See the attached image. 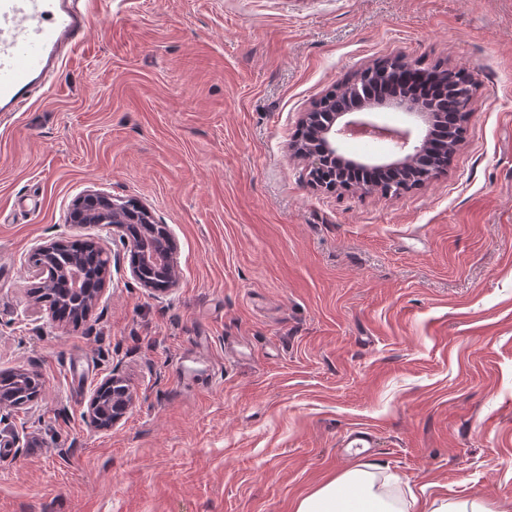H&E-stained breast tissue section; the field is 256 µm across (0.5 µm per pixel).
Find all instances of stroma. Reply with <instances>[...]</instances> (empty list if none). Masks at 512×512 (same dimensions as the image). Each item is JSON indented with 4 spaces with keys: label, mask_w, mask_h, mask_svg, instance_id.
<instances>
[{
    "label": "stroma",
    "mask_w": 512,
    "mask_h": 512,
    "mask_svg": "<svg viewBox=\"0 0 512 512\" xmlns=\"http://www.w3.org/2000/svg\"><path fill=\"white\" fill-rule=\"evenodd\" d=\"M55 86L0 113V512H294L368 462L419 501L512 512V0H81ZM401 55L476 88L448 168L398 195L313 188L301 112ZM147 204L178 252L141 288L86 190ZM101 240L99 304L54 320L32 246ZM134 396L100 430L95 386ZM377 448L343 455L352 428ZM22 375H27V372L1 374L0 373V393L3 391L5 394L13 396V403L16 406L25 405L34 400L41 389V385L35 378H27ZM11 399L3 396L0 397V410L9 409L14 407ZM118 380H121L118 375H112L111 377L101 382L95 389H93L88 397L86 404L87 416L94 424V426L100 430H107L112 428L113 425H115L124 417V415L133 404L134 397L128 387L125 391H122L117 395L114 393L112 394L113 391L120 392V390L123 388V386L119 384L112 389V387L115 385V382ZM111 384L112 386L108 388ZM105 390L106 394L110 398L113 397L111 419H107L110 410L108 409L107 405L104 404V400L102 399V394L105 392Z\"/></svg>",
    "instance_id": "1"
}]
</instances>
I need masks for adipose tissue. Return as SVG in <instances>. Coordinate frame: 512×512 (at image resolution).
I'll return each mask as SVG.
<instances>
[{
  "label": "adipose tissue",
  "mask_w": 512,
  "mask_h": 512,
  "mask_svg": "<svg viewBox=\"0 0 512 512\" xmlns=\"http://www.w3.org/2000/svg\"><path fill=\"white\" fill-rule=\"evenodd\" d=\"M393 476L363 463L300 498L295 512H411Z\"/></svg>",
  "instance_id": "adipose-tissue-1"
}]
</instances>
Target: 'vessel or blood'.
<instances>
[{
    "label": "vessel or blood",
    "instance_id": "b4317fda",
    "mask_svg": "<svg viewBox=\"0 0 512 512\" xmlns=\"http://www.w3.org/2000/svg\"><path fill=\"white\" fill-rule=\"evenodd\" d=\"M93 22L76 0H0V112H20Z\"/></svg>",
    "mask_w": 512,
    "mask_h": 512
}]
</instances>
